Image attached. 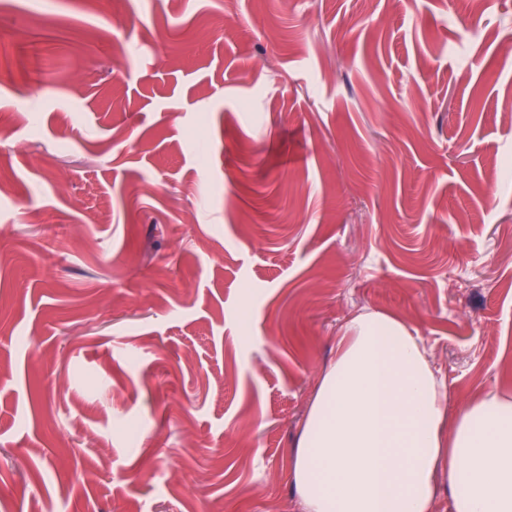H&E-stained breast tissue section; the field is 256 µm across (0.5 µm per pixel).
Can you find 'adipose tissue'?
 <instances>
[{"instance_id":"ef3b65f1","label":"adipose tissue","mask_w":512,"mask_h":512,"mask_svg":"<svg viewBox=\"0 0 512 512\" xmlns=\"http://www.w3.org/2000/svg\"><path fill=\"white\" fill-rule=\"evenodd\" d=\"M446 401L403 322L354 315L293 450L298 512H512V396L487 389L450 425Z\"/></svg>"}]
</instances>
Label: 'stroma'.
Wrapping results in <instances>:
<instances>
[{
	"instance_id": "stroma-1",
	"label": "stroma",
	"mask_w": 512,
	"mask_h": 512,
	"mask_svg": "<svg viewBox=\"0 0 512 512\" xmlns=\"http://www.w3.org/2000/svg\"><path fill=\"white\" fill-rule=\"evenodd\" d=\"M470 8L0 0V512H295L360 312L449 416L512 394V0Z\"/></svg>"
}]
</instances>
